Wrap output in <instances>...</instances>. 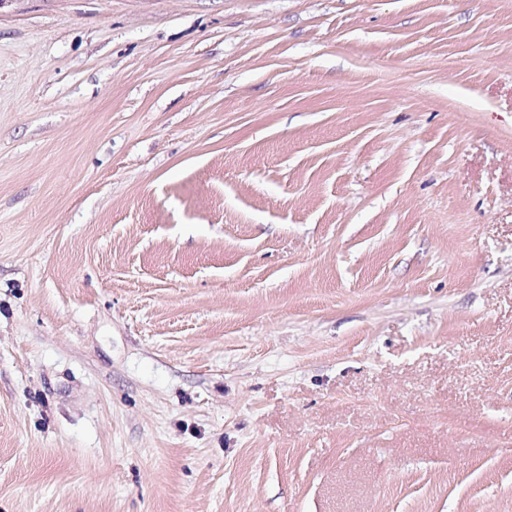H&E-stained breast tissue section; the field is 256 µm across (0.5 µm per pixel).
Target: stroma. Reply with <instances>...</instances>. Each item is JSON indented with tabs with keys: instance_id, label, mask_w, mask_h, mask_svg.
I'll return each instance as SVG.
<instances>
[{
	"instance_id": "obj_1",
	"label": "stroma",
	"mask_w": 512,
	"mask_h": 512,
	"mask_svg": "<svg viewBox=\"0 0 512 512\" xmlns=\"http://www.w3.org/2000/svg\"><path fill=\"white\" fill-rule=\"evenodd\" d=\"M0 512H512V0H0Z\"/></svg>"
}]
</instances>
